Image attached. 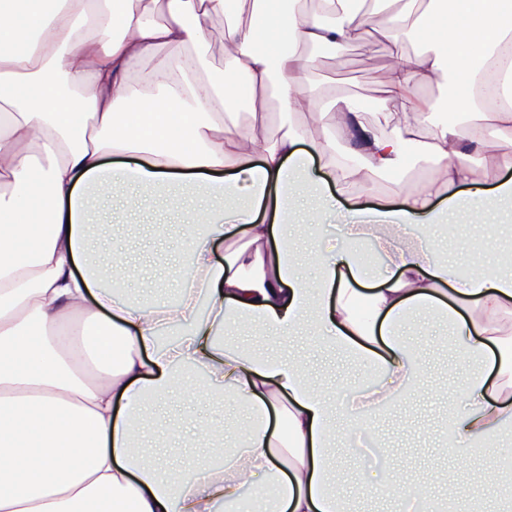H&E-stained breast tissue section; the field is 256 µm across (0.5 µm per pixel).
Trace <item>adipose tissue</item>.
I'll return each mask as SVG.
<instances>
[{"label":"adipose tissue","instance_id":"ef3b65f1","mask_svg":"<svg viewBox=\"0 0 512 512\" xmlns=\"http://www.w3.org/2000/svg\"><path fill=\"white\" fill-rule=\"evenodd\" d=\"M283 0H247L248 23L225 25L224 69L211 74L202 20L229 0H0V512H347L329 467L337 409L368 430L360 408H381L420 378L403 326L441 314L459 355L493 361L462 385L466 409L450 428L488 438L512 418V266L460 274L428 235L461 203L482 126L512 137V104L486 106L476 87L512 76V0H377L342 13ZM412 27L429 44L408 55ZM378 35L397 63L390 100L407 122L370 129L357 98L322 99L309 79L311 47ZM451 80L442 111L418 86ZM281 111L337 110L356 144L341 160L335 137L288 126L266 136L229 118L270 88ZM439 164L438 183L360 206L409 154ZM317 157L312 201L346 209L339 245L315 251L317 282L298 271L286 214L303 155ZM172 185L223 196L184 223L186 261L171 297L135 303L134 270L103 250L90 207L126 191ZM372 239L386 262L368 274L357 245ZM258 328L269 353L226 345L229 325ZM307 331L377 376L358 398L318 389L288 338ZM231 390L253 416L236 446L218 421L193 435L209 461L158 470L137 448L151 401Z\"/></svg>","mask_w":512,"mask_h":512}]
</instances>
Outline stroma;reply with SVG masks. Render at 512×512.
Wrapping results in <instances>:
<instances>
[{"instance_id":"stroma-1","label":"stroma","mask_w":512,"mask_h":512,"mask_svg":"<svg viewBox=\"0 0 512 512\" xmlns=\"http://www.w3.org/2000/svg\"><path fill=\"white\" fill-rule=\"evenodd\" d=\"M391 51L389 41L372 37L367 43L316 56L314 79L320 91L357 96L368 123L380 133L405 119L398 105H389L384 114L377 109L386 97ZM437 167V162L409 156L401 172L378 179L366 204L373 206L401 189L421 186L435 177ZM471 169L472 182L464 191L468 202L451 216V234H431L435 249L461 269L488 260L494 249L512 243V212H477L471 205L472 200L484 198L489 188L512 178V169H499L481 156L474 157ZM95 219L103 226L106 247L140 268L141 279L131 285L137 300L171 288L172 273L184 249L181 216L172 201L129 199L116 207L104 204ZM405 332L422 369L447 379L448 389L436 397L423 388L413 389L405 398L370 413V431L365 435L348 430L344 419H337L333 463L350 512H400L392 485L405 474L420 479L433 466L461 488L452 512H512V496H502L499 486L480 485L486 468L495 461L488 448L475 446L445 427L448 417L462 407L460 382L473 373V364L447 351L452 337L444 321L421 316L409 322ZM294 343L307 350L308 368L319 387L345 385L355 390L367 384L365 368L345 356L311 348L302 334ZM193 416L231 420L244 418L245 411L229 392L220 401L195 397L188 416L164 410L144 438L159 468H189L204 461L205 448L188 431Z\"/></svg>"}]
</instances>
